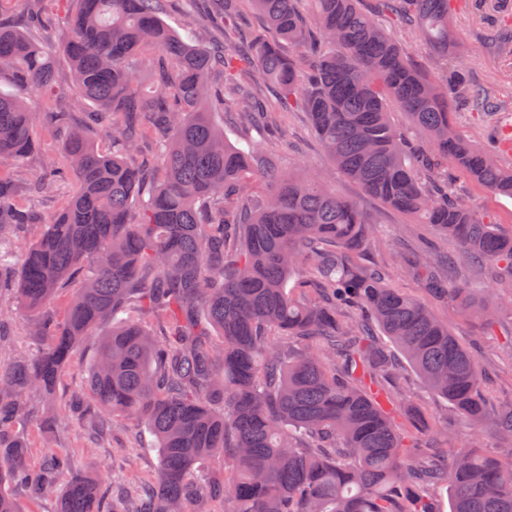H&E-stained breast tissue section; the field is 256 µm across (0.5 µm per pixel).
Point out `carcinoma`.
Returning a JSON list of instances; mask_svg holds the SVG:
<instances>
[{
  "mask_svg": "<svg viewBox=\"0 0 512 512\" xmlns=\"http://www.w3.org/2000/svg\"><path fill=\"white\" fill-rule=\"evenodd\" d=\"M178 1L184 34L163 14ZM41 5L23 27L0 16V78L54 102H90L53 122L58 157L27 184L5 170L37 154L34 117L0 93V275L19 240L25 249L16 303L30 335L45 344L20 352L0 374V512H21L11 487L40 500L57 488V512H101L98 481L70 459L47 456L32 470L14 430L24 395H53L75 344H96L86 387L71 415L100 429L133 418L153 436V478L112 501V512H432L425 491L444 485L449 512H512V405L493 408L482 356L435 314L454 304L486 336L509 326L512 233L454 188L458 171L512 196L502 143L512 129L489 127L480 147L459 132L462 101L483 115L511 104L470 80L458 55L453 0H249L267 31L239 46L240 0H72L63 52L72 81L59 87L50 46L36 33L59 24ZM410 33L453 65L432 77L387 28ZM150 55L147 97L136 62ZM283 102L307 113L329 160L385 208L429 225L442 241L397 250L419 281L409 295L366 262L379 232L359 203L316 172H270ZM219 104L237 142L211 119ZM407 116L399 127L394 109ZM112 142L100 148L90 131ZM158 161L140 163L145 140ZM77 177L69 189L68 173ZM26 194L63 198L48 212ZM453 240L458 251L442 242ZM80 270L86 278L58 321L50 303ZM112 323V331L94 334ZM469 425L473 441L432 452L447 430L406 437L392 398L399 358ZM502 455L479 449L484 428ZM216 456L224 468L210 467Z\"/></svg>",
  "mask_w": 512,
  "mask_h": 512,
  "instance_id": "cac0c4a2",
  "label": "carcinoma"
}]
</instances>
